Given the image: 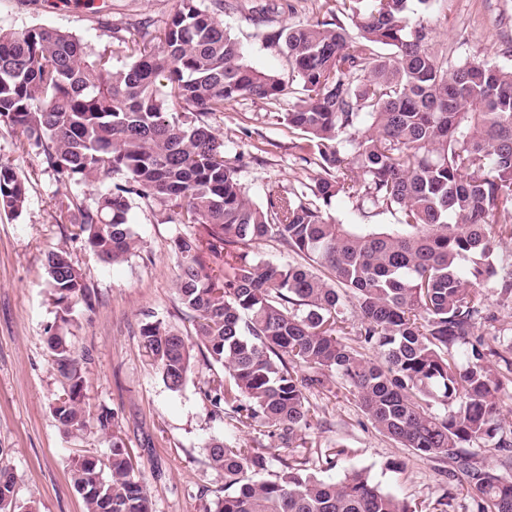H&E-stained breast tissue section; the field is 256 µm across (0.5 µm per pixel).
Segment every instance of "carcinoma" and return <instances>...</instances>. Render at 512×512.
Masks as SVG:
<instances>
[{"mask_svg":"<svg viewBox=\"0 0 512 512\" xmlns=\"http://www.w3.org/2000/svg\"><path fill=\"white\" fill-rule=\"evenodd\" d=\"M432 2L320 0L315 20L268 34L294 89L246 62L219 18L224 0L210 8L179 0L152 32L142 22L122 39L131 62L120 68L112 46L95 50L66 30L0 29V123L56 180L100 184L54 202L52 218L77 226L102 261L135 251L136 198L192 225L175 242L177 294L207 360L224 368L204 395L237 424L292 444L318 419L307 393L337 376L378 433L419 460L452 463L481 496L480 512H512V479L477 465L472 452L489 444L512 459L501 378L475 336L490 318L489 292L512 296V272L499 275L491 260L496 241L512 239V215H502L512 203V68L450 65L431 51ZM290 92L297 101L273 117L303 136L302 161L319 173L258 204L205 117L247 97L276 106ZM28 191L27 177L0 160V213L20 216ZM339 195L396 223H339L321 209ZM266 239L305 263L255 259L248 247ZM46 272L63 325L72 304L93 309L68 252H48ZM140 335L167 388L180 390L193 368L187 339L159 320ZM48 348L66 395L54 416L67 433L85 431L87 355L62 330ZM207 450L224 470V496L209 512H418L363 468L324 479L295 460L270 480L261 477L262 448L213 440ZM73 482L85 512H150L115 433L106 460L77 461ZM21 509L0 469V512Z\"/></svg>","mask_w":512,"mask_h":512,"instance_id":"carcinoma-1","label":"carcinoma"}]
</instances>
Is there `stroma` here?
<instances>
[{"label":"stroma","mask_w":512,"mask_h":512,"mask_svg":"<svg viewBox=\"0 0 512 512\" xmlns=\"http://www.w3.org/2000/svg\"><path fill=\"white\" fill-rule=\"evenodd\" d=\"M178 0H0V28L47 24L73 32L96 49L111 47L112 64L127 59L121 40L141 19L163 23ZM316 0H224V27L252 66L288 77V63L267 33L315 16ZM431 48L449 64L486 61L512 67V0H435L427 18ZM224 140L228 156H241L239 177L254 202L270 189L290 190L311 182L314 167L300 158L299 134L277 124L262 101L243 99L208 116ZM0 159L29 179V198L20 217L0 215V467L9 468L20 504L37 512H85L72 481L75 461L107 457L111 434L95 428L100 414L113 416L135 469L146 486L152 512H208L224 493V473L208 459L206 445L220 439L243 448L265 447V478H274L282 460L304 459L322 468L336 446L343 467L367 469L382 490L425 506L426 512H478V493L449 480L443 462L421 461L379 434L341 381L309 400L320 415L302 435L301 447L260 435L214 407L203 391L219 365L196 356L185 386L170 391L139 339L146 321L163 320L189 334L193 327L176 293L177 237L189 234L175 214L151 201L135 199L130 212L138 246L127 262L112 266L90 251L73 225L51 218L55 200L83 196L84 185L61 183L43 171L35 150H17L15 137L0 124ZM62 248L81 268L92 291L93 310L76 304L66 334L87 353L82 405L93 426L64 434L52 412L63 392L47 338L59 323L45 271V255ZM492 321L478 329L486 349L496 353L512 342V300L491 296ZM400 459L404 472L390 461ZM448 498V510L438 501Z\"/></svg>","instance_id":"1"}]
</instances>
